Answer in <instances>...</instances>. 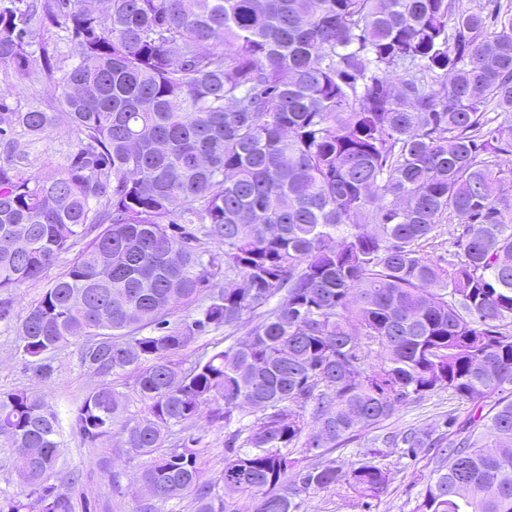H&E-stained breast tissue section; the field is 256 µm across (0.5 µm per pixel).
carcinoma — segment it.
<instances>
[{"label": "carcinoma", "instance_id": "1", "mask_svg": "<svg viewBox=\"0 0 512 512\" xmlns=\"http://www.w3.org/2000/svg\"><path fill=\"white\" fill-rule=\"evenodd\" d=\"M36 26L79 54L56 111L0 99V293L78 251L0 319L43 379L79 344L100 381L71 428L89 448L120 435L141 468L134 512L186 496L194 512H302L319 493L369 506L396 448L433 452L410 512H512V3L0 0V65L21 77L60 63L30 50ZM59 125L75 135L64 164L24 171L15 134ZM180 309L194 314L170 321ZM126 372L133 399L112 382ZM441 391L474 404L448 435L329 457ZM203 406L229 453L213 481ZM3 432L26 498L75 512L83 473L51 482L44 400L0 392ZM77 250L78 248H75V251L61 255L57 262L47 270L41 280L25 284L10 294L2 293L0 294V299L9 298L12 301L15 316L22 313L29 304L40 297L58 275L66 270L69 261Z\"/></svg>", "mask_w": 512, "mask_h": 512}]
</instances>
